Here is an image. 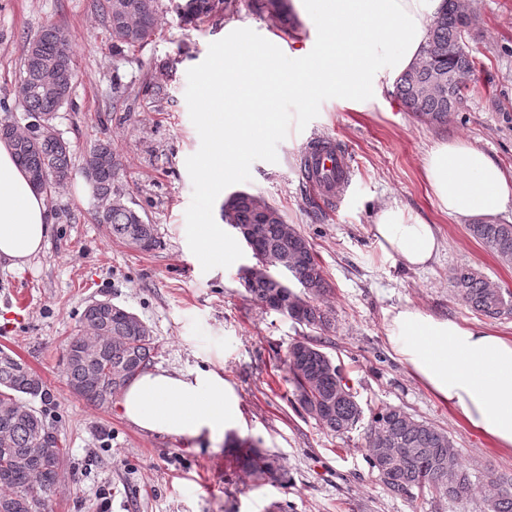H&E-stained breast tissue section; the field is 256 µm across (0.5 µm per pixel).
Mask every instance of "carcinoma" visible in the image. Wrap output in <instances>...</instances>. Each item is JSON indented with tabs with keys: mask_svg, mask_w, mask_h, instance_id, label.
<instances>
[{
	"mask_svg": "<svg viewBox=\"0 0 512 512\" xmlns=\"http://www.w3.org/2000/svg\"><path fill=\"white\" fill-rule=\"evenodd\" d=\"M288 0H252L261 13L280 16L288 12ZM160 0H98V6L112 35V47L135 49L153 39ZM232 0H179L175 11L182 22L195 24L224 13ZM469 9L461 0H445V7L430 26L429 38L420 62L405 72L396 84L405 108L430 124L441 125L460 111L469 86L468 79L480 62L466 45H458ZM456 48L448 53V48ZM73 49L67 30L46 26L27 42L22 71L23 105L34 123L21 127L0 121V140L14 150L19 165L30 176L45 177L43 190L66 183L70 176V145L57 132L53 121L68 102L74 85ZM120 162L112 141L101 140L90 151L85 177L101 206L92 219L105 225L112 237L141 251L159 245L154 225L115 187ZM224 223L257 224L259 231L248 248L253 258H264L265 273L242 277L246 292L261 305L281 296L292 299L294 313L289 319L312 329L327 331L333 326L332 310L322 304L329 285L308 239L287 224L280 210L262 197L237 191L224 199ZM469 234L504 264L512 265V224L478 222L467 225ZM291 276L297 288L288 285ZM453 287L471 309L493 318L512 317V293L490 284L477 270L460 266L454 270ZM80 334L97 338L95 346L79 357L65 356L69 388L84 386L83 397L99 407L112 404L133 377L152 362L156 345L145 323L131 321L110 305L86 307L80 317ZM288 382L295 403L306 415L326 429L343 434L357 428L363 408L345 383L340 366L322 351L316 341L305 338L291 343L285 352ZM46 403L50 395L42 378L26 364L0 352V435L10 443L0 445V504L13 505L11 512H33L28 494L37 492L49 501L46 474L18 461L45 442L59 459L68 454L64 442L52 435L44 441L50 426L41 410L31 414L24 400ZM369 463L389 492L414 501L426 492L458 498L468 493L474 481L447 432L420 422L400 408L386 407L370 413L367 432ZM388 443L407 452L391 463L383 460L380 448ZM238 469L258 480L275 468L276 481L283 482L284 470L251 445L235 450ZM482 483L493 493L486 499L487 512H512V475L489 472Z\"/></svg>",
	"mask_w": 512,
	"mask_h": 512,
	"instance_id": "carcinoma-1",
	"label": "carcinoma"
}]
</instances>
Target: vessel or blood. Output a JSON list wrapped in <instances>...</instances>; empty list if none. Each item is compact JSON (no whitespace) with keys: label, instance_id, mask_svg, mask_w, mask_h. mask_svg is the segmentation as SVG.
Wrapping results in <instances>:
<instances>
[{"label":"vessel or blood","instance_id":"obj_1","mask_svg":"<svg viewBox=\"0 0 512 512\" xmlns=\"http://www.w3.org/2000/svg\"><path fill=\"white\" fill-rule=\"evenodd\" d=\"M305 179L314 195L330 205L339 204L351 180L348 151L328 141L311 143L306 152Z\"/></svg>","mask_w":512,"mask_h":512}]
</instances>
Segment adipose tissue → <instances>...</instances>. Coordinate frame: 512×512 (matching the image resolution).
<instances>
[{
	"label": "adipose tissue",
	"instance_id": "obj_1",
	"mask_svg": "<svg viewBox=\"0 0 512 512\" xmlns=\"http://www.w3.org/2000/svg\"><path fill=\"white\" fill-rule=\"evenodd\" d=\"M320 18L325 44L319 68L292 73L253 49L232 50L211 66L207 97L215 106L203 120L213 152L201 162L200 190L210 195L237 154L258 150L272 129L283 91H335L338 100L365 103L396 84L420 59L443 0H299ZM423 176L438 208L451 216L494 217L512 206V174L484 150L454 138L427 154ZM53 219L12 149L0 142V266L19 268L43 249ZM372 234L383 255L410 270L427 267L443 241L434 225L392 203ZM385 339L410 375L494 448L512 454V336L466 325L413 305L385 314ZM117 414L140 431L219 443L240 424L234 389L215 370L157 367L141 372L115 402Z\"/></svg>",
	"mask_w": 512,
	"mask_h": 512
}]
</instances>
